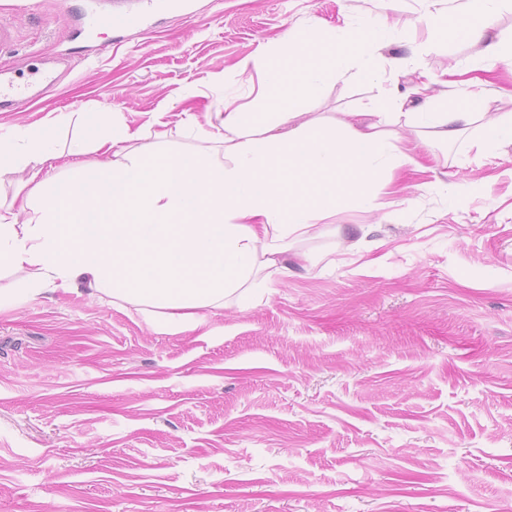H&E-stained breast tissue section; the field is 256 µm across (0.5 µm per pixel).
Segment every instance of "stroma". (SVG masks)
Listing matches in <instances>:
<instances>
[{
    "label": "stroma",
    "instance_id": "1",
    "mask_svg": "<svg viewBox=\"0 0 512 512\" xmlns=\"http://www.w3.org/2000/svg\"><path fill=\"white\" fill-rule=\"evenodd\" d=\"M464 0H193L117 54L79 60L0 134L56 123L71 182L100 113L166 145L223 161L186 113L259 103L247 58L290 28L385 24L372 79L348 69L314 93L308 117L334 122L424 75L481 65L486 110L512 113V67L479 42H448L426 9ZM82 0H0L17 41L7 61L60 50ZM391 129L422 170L386 164L374 206L340 205L289 239L282 273L258 274L203 326L174 332L147 302L32 292L0 271V512H512V146L484 150L480 123L449 143L405 116ZM87 150L71 156L75 143Z\"/></svg>",
    "mask_w": 512,
    "mask_h": 512
}]
</instances>
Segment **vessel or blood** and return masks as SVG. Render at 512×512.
I'll return each mask as SVG.
<instances>
[{
  "instance_id": "vessel-or-blood-1",
  "label": "vessel or blood",
  "mask_w": 512,
  "mask_h": 512,
  "mask_svg": "<svg viewBox=\"0 0 512 512\" xmlns=\"http://www.w3.org/2000/svg\"><path fill=\"white\" fill-rule=\"evenodd\" d=\"M187 8V0H137L133 7L116 6L112 0H87L73 19L68 48L48 56L34 54L22 68L0 59V110H22L46 90L61 83L71 71L69 62L72 57L115 51L122 44L126 32L149 30L155 17ZM105 28L113 34L111 41L100 39V32Z\"/></svg>"
}]
</instances>
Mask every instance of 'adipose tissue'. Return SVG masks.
<instances>
[{
	"instance_id": "1",
	"label": "adipose tissue",
	"mask_w": 512,
	"mask_h": 512,
	"mask_svg": "<svg viewBox=\"0 0 512 512\" xmlns=\"http://www.w3.org/2000/svg\"><path fill=\"white\" fill-rule=\"evenodd\" d=\"M512 0H466L459 14L428 13L427 23L448 41L483 43V53L512 64V39L489 34L493 16ZM387 40L385 27L359 29L340 38L335 29L299 30L283 44L284 61L241 62V71L264 78L261 110L211 113L205 139L223 143L231 166L200 154L185 158L159 149L162 118L153 143L143 132L110 119V131L94 151L111 159L94 184L85 179L49 190L40 174L58 159L54 126H44L25 155L0 137V168L20 165L29 176L16 221L0 212V266L28 273L65 291L87 279L98 292L129 302L146 300L178 329L197 326L196 309L222 306L225 294L242 287L254 270L276 267L280 244L292 233L329 217L338 205L368 201V187L381 164L409 158L387 131V111L376 120L349 113L326 124L305 120L313 93L350 64L373 73L369 47ZM465 104L431 108L436 139L455 140L483 117L485 94L467 92Z\"/></svg>"
}]
</instances>
